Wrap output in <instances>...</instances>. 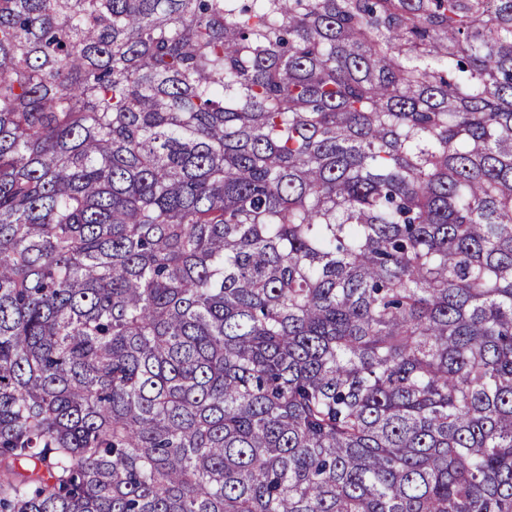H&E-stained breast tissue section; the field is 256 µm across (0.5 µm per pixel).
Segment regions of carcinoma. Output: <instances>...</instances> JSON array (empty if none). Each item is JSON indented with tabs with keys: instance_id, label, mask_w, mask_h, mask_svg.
I'll return each instance as SVG.
<instances>
[{
	"instance_id": "cac0c4a2",
	"label": "carcinoma",
	"mask_w": 512,
	"mask_h": 512,
	"mask_svg": "<svg viewBox=\"0 0 512 512\" xmlns=\"http://www.w3.org/2000/svg\"><path fill=\"white\" fill-rule=\"evenodd\" d=\"M0 512H512V0H0Z\"/></svg>"
}]
</instances>
